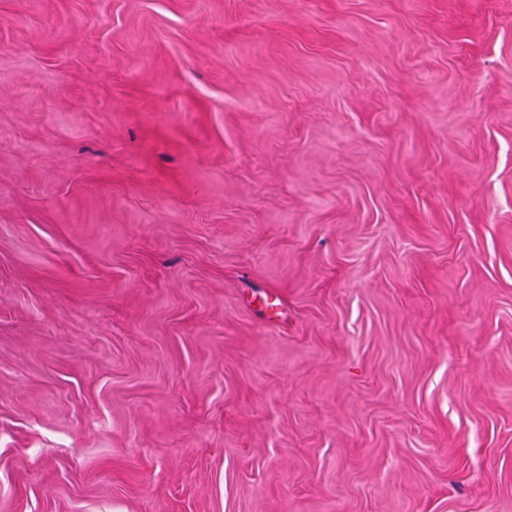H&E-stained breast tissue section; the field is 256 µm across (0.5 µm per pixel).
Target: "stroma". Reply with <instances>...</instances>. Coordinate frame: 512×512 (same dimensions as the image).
I'll return each instance as SVG.
<instances>
[{"instance_id":"35a3bbf8","label":"stroma","mask_w":512,"mask_h":512,"mask_svg":"<svg viewBox=\"0 0 512 512\" xmlns=\"http://www.w3.org/2000/svg\"><path fill=\"white\" fill-rule=\"evenodd\" d=\"M0 512H512V0H0Z\"/></svg>"}]
</instances>
